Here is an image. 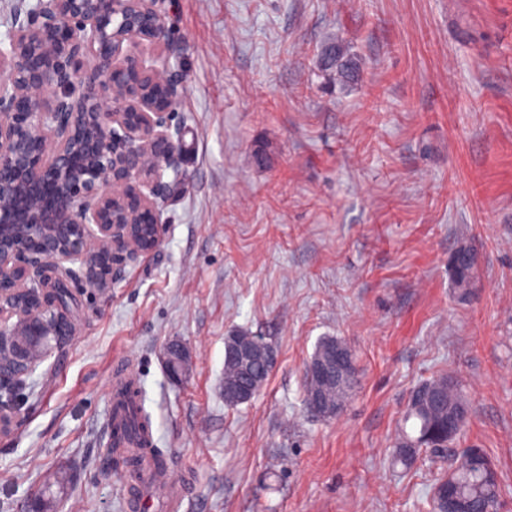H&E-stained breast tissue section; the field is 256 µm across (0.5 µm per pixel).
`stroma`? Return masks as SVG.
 <instances>
[{"instance_id":"35a3bbf8","label":"stroma","mask_w":512,"mask_h":512,"mask_svg":"<svg viewBox=\"0 0 512 512\" xmlns=\"http://www.w3.org/2000/svg\"><path fill=\"white\" fill-rule=\"evenodd\" d=\"M183 75L185 182L162 244L114 288L67 286L76 332L24 383L0 434V512L58 473L62 512H124L112 375L140 381L175 512H432L444 462H391L409 395L446 375L512 512V0H166ZM343 41L346 85L320 66ZM471 249L460 297L450 265ZM272 341L259 394L224 404V338ZM324 336L357 385L333 419L302 404ZM180 340L193 368L167 374Z\"/></svg>"}]
</instances>
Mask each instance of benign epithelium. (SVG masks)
Here are the masks:
<instances>
[{
    "label": "benign epithelium",
    "mask_w": 512,
    "mask_h": 512,
    "mask_svg": "<svg viewBox=\"0 0 512 512\" xmlns=\"http://www.w3.org/2000/svg\"><path fill=\"white\" fill-rule=\"evenodd\" d=\"M164 23V0H19L0 38V389L13 392L52 353L57 315L27 311L22 298L44 291L52 274L100 292L127 263L155 249L169 190L183 183L182 75ZM78 270H73V266ZM341 340L307 363L331 387L353 364ZM245 362L274 366L277 350L248 341ZM166 372L187 375L186 345L169 343ZM260 388L232 386L228 399L249 401ZM308 411L336 417L323 392Z\"/></svg>",
    "instance_id": "7a95c632"
}]
</instances>
